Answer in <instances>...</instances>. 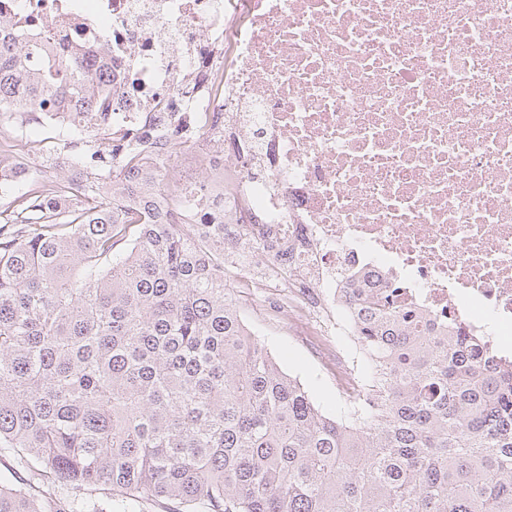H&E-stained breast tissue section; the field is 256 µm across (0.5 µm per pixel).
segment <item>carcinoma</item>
Segmentation results:
<instances>
[{
	"mask_svg": "<svg viewBox=\"0 0 512 512\" xmlns=\"http://www.w3.org/2000/svg\"><path fill=\"white\" fill-rule=\"evenodd\" d=\"M30 53L0 48V135L112 109L97 69ZM56 149L30 190L0 179V512H512V367L484 341L354 281L369 401L325 412L245 325L224 225L162 204L180 144L150 170L85 124Z\"/></svg>",
	"mask_w": 512,
	"mask_h": 512,
	"instance_id": "1",
	"label": "carcinoma"
}]
</instances>
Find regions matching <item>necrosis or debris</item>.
Instances as JSON below:
<instances>
[{
    "label": "necrosis or debris",
    "instance_id": "necrosis-or-debris-1",
    "mask_svg": "<svg viewBox=\"0 0 512 512\" xmlns=\"http://www.w3.org/2000/svg\"><path fill=\"white\" fill-rule=\"evenodd\" d=\"M46 56L92 51L111 73L112 139L204 183L181 223L251 245L289 323L365 391L345 286L483 337L512 364V0H0Z\"/></svg>",
    "mask_w": 512,
    "mask_h": 512
}]
</instances>
